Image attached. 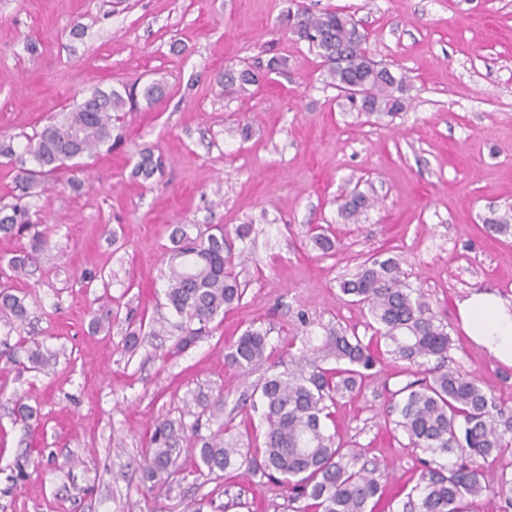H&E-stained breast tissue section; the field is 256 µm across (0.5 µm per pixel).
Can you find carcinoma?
<instances>
[{"label":"carcinoma","instance_id":"1","mask_svg":"<svg viewBox=\"0 0 512 512\" xmlns=\"http://www.w3.org/2000/svg\"><path fill=\"white\" fill-rule=\"evenodd\" d=\"M286 21L292 22L291 32L321 58L329 85L341 92L347 85L366 84L361 106L346 97L350 108L378 116H394L405 109V101L397 95L403 79L385 65L372 72L363 67L367 35L351 15L339 9L316 14L300 5L288 12ZM284 65V59L271 57L264 65L226 68L219 83L226 92H244ZM164 97L165 88L159 82L140 91L134 85L121 91L96 88L59 119L30 135L0 133V157L14 166L16 183L22 187L14 203L0 207V234L28 237V246L0 260V321L14 327L28 320L25 296L16 294L8 280L27 275L29 263L47 242V232L38 229L24 201L29 190L78 169V159L120 147L122 113L138 110L142 101L150 107ZM19 138L25 139L20 151L14 148ZM160 172L161 158L142 151L135 173L150 179ZM373 205V198L353 191L340 198L338 211L355 224ZM486 224L496 235H512L509 213L491 217ZM170 243L164 257L165 297L178 317L173 327L184 349L208 323L224 314V308L242 300L246 285L237 271L241 254L235 252L223 227L209 226L192 236L188 225L178 224ZM307 244L324 255L336 247L329 230L320 224L309 227ZM340 290L367 308L375 323L376 341L388 342L389 349L383 352L341 327L326 331L311 360L302 352L293 354L294 344H288L283 353L294 367L279 371L272 365L252 388L250 407L260 411L262 446L241 452L228 438L233 429L230 419L206 436L196 429L200 448L195 468H204L217 479L234 467L245 474L259 473L285 487L290 502H307L296 512L310 508L313 512H376L388 466L362 461V452L337 440V432L330 431L327 422L334 421L330 407L337 397L361 391L378 373L386 352L422 368V378L390 392L389 397L388 414L395 416L393 424L406 435L407 447L455 458L426 465L402 512H469V499L486 491L491 492L498 512H512V477H507L506 469L500 468L495 486L486 484L488 472L512 454V415L502 412L477 375L448 367L446 327L437 320L425 293L406 282L400 259L380 254L365 258L355 273L340 282ZM16 347L23 349L26 359L6 355L11 367L42 371L50 366L51 356L38 342L21 336ZM267 348L266 332L247 330L225 354V362L247 370L268 358ZM184 429L180 419L154 424L141 465L144 480L171 484L183 474L174 453Z\"/></svg>","mask_w":512,"mask_h":512}]
</instances>
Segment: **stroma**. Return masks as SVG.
<instances>
[{
    "mask_svg": "<svg viewBox=\"0 0 512 512\" xmlns=\"http://www.w3.org/2000/svg\"><path fill=\"white\" fill-rule=\"evenodd\" d=\"M300 3L354 15L369 56L405 75V111L368 121L343 105L316 52L282 25L290 0H0V130L33 133L93 87L159 80L168 89L126 113L119 149L86 158L79 191L51 180L31 200L48 241L16 282L29 319L17 330L0 324V341L31 337L54 359L41 373L0 374V512H193L202 498L215 512H292L276 482L193 470L189 437L179 444L180 483L147 491L139 463L156 421L192 425L198 402L219 397L247 448L259 418L237 404L268 365L245 373L226 364L245 330L267 331L278 350L316 347L336 325L369 340L366 311L339 283L372 254L399 256L447 328L449 366L476 373L512 410V367L474 345L456 318L471 292L512 296V237L484 226L512 210V0ZM273 55L283 70L225 95V67ZM146 149L165 162L148 181L132 174ZM354 190L375 200L356 224L337 210ZM177 224L253 225L242 301L179 352L169 335L125 350L121 319L92 333L91 319L111 306L173 319L162 256ZM312 224L335 229L333 255L304 247ZM85 270L104 271L105 286L83 288ZM420 377L384 356L378 379L335 407L341 440L394 471L378 512H399L420 480L423 454L407 448L387 409L389 391ZM22 405L38 423L20 420Z\"/></svg>",
    "mask_w": 512,
    "mask_h": 512,
    "instance_id": "1",
    "label": "stroma"
}]
</instances>
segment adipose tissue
I'll list each match as a JSON object with an SVG mask.
<instances>
[{
    "instance_id": "adipose-tissue-1",
    "label": "adipose tissue",
    "mask_w": 512,
    "mask_h": 512,
    "mask_svg": "<svg viewBox=\"0 0 512 512\" xmlns=\"http://www.w3.org/2000/svg\"><path fill=\"white\" fill-rule=\"evenodd\" d=\"M457 316L476 346L512 367V299L488 291L473 292L458 302Z\"/></svg>"
}]
</instances>
